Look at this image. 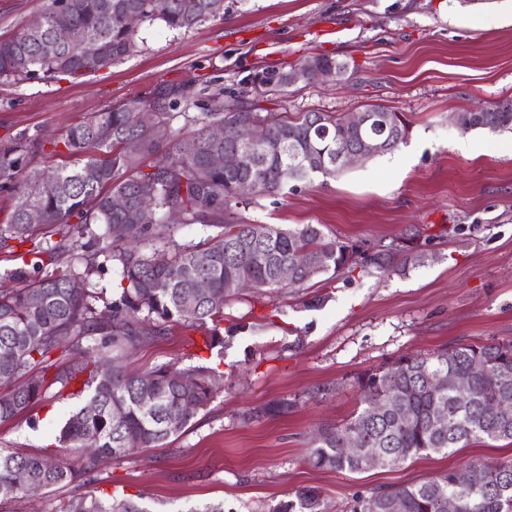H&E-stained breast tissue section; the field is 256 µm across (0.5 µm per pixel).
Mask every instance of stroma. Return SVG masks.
<instances>
[{
	"label": "stroma",
	"mask_w": 512,
	"mask_h": 512,
	"mask_svg": "<svg viewBox=\"0 0 512 512\" xmlns=\"http://www.w3.org/2000/svg\"><path fill=\"white\" fill-rule=\"evenodd\" d=\"M46 0H0V37L41 16ZM326 53L350 63L340 84L298 85L263 96L262 69ZM192 87L199 99L247 101L291 119L309 111L347 117L380 105L411 122L393 152L312 182H289L284 194L258 197L245 220L318 224L327 239L370 247L419 229L423 265L398 252L392 269L318 277L303 288L246 297L224 309L235 335L223 358L182 324L137 344L127 370L159 364L219 366L224 382L192 424L160 448L108 461L97 493L142 497L151 512H189L223 502L229 512H268L288 494L316 487L326 512H350L375 489L418 483L448 471L512 459V442L474 440L454 452L424 453L397 467L361 472L309 463L321 426L349 422L360 407L362 372L406 354L460 343L512 340V131L467 132L453 115L512 100V0H224L222 18L188 31L142 26L138 48L96 76L0 82V142L22 133L45 139L40 168L65 164L51 139L92 113L165 88ZM477 145L458 150V141ZM65 262L34 270L29 259L0 251V286L65 272ZM292 413L250 421L242 415L279 399ZM82 402L53 394L0 422V448L19 453L57 448L56 426Z\"/></svg>",
	"instance_id": "1"
}]
</instances>
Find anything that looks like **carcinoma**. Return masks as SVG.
Instances as JSON below:
<instances>
[{"label":"carcinoma","instance_id":"1","mask_svg":"<svg viewBox=\"0 0 512 512\" xmlns=\"http://www.w3.org/2000/svg\"><path fill=\"white\" fill-rule=\"evenodd\" d=\"M184 0H48L44 24L38 31L25 28L0 39V78L18 81L55 80L62 76H94V61L105 53L112 65L134 52L139 28L126 25L129 14L141 23L160 21L170 30H189L221 18L209 9L221 0H198L200 10L190 14ZM63 26L73 40L46 50L53 30ZM286 71L263 74L260 84L285 91ZM199 111L180 112L181 103ZM197 124L189 138L179 137L174 123ZM464 130H512V111L480 108L458 114ZM225 122L236 125L227 142H215L209 130ZM158 124L168 127L166 140L154 137ZM378 127L354 128L329 112H304L294 120L262 114L242 102L201 103L188 87L169 88L152 101L130 100L72 125L60 144L69 162L51 170L32 165L39 139L22 135L0 144V190L13 196L9 220L0 224V250L15 251L32 243L34 266L52 264L68 255L76 260L59 275L33 279L19 288H0V384L11 386L0 395V421L7 420L44 400L52 390L76 387L86 394L82 405L56 428L59 448L77 451L75 463L58 461L48 453L19 455L0 450V503L21 498L27 489L17 481L43 489L75 486L85 489L64 501L56 512H152L131 497L99 495L89 490L96 482L99 461L127 456L139 448H156L181 433L210 404L216 383L224 373L213 367L190 366L174 370L162 364L141 374L120 365L128 347L150 336L166 334L170 324L182 323L202 331L204 347L224 356V305L240 296L231 282H244L257 292L272 293L287 286L301 288L322 275L333 277L357 267L385 270L393 244L369 251L357 242L327 241L319 224L282 228L249 224L239 218L240 180L255 184L257 197L283 194L288 180L309 182L342 171L336 165V144L347 140L388 138ZM392 138V137H390ZM138 148L129 151L127 141ZM404 139L392 138L388 151ZM239 151L236 170L210 167L209 158L224 148ZM50 181L55 190L42 191ZM156 200L154 224L137 217L144 192ZM126 198L118 211L112 198ZM184 213L183 225L199 224L213 233L196 244H179L174 228L166 223L169 207ZM31 209L43 222L29 224ZM39 228L57 231L59 240L35 241ZM166 261H157L159 252ZM208 261L201 265L198 256ZM310 260L295 280L278 279L279 267L298 256ZM119 268L121 292L112 301L111 314L99 316L90 275L101 266L98 259ZM206 280L205 294L188 305L183 283ZM89 337L93 345L83 346ZM65 354L60 360L55 354ZM180 374V381L170 378ZM466 375L471 396L455 398L448 376ZM437 378L432 384L429 378ZM362 408L341 427H320L312 435L309 463L318 469L363 470L344 454V441L355 434L367 448L388 456L393 467L423 452H448L471 439L511 440L512 418L497 411L503 395L512 396V342L460 344L431 356L405 355L356 378ZM405 395L404 411L413 417L398 422L385 400L395 390ZM150 396L153 408H143ZM297 402L282 399L246 413V418L284 415ZM447 415L442 428L433 425L437 411ZM486 482L477 490L457 486L455 472L430 480L379 488L355 498L351 512H512V460L481 464ZM268 512H325L324 498L315 487H303L276 503Z\"/></svg>","mask_w":512,"mask_h":512}]
</instances>
